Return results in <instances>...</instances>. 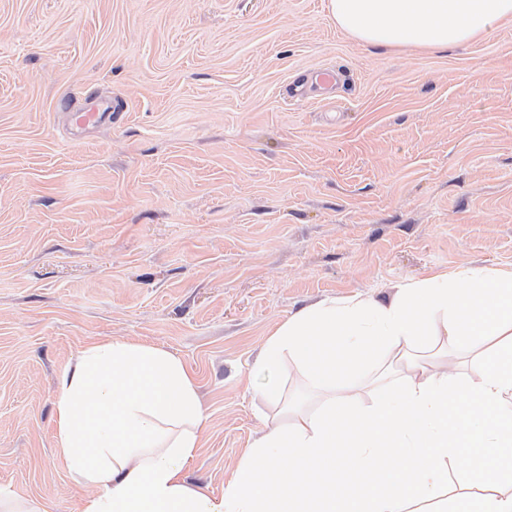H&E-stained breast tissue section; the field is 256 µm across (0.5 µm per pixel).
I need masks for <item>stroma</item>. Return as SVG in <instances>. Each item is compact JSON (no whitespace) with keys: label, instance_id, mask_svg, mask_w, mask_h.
Wrapping results in <instances>:
<instances>
[{"label":"stroma","instance_id":"1","mask_svg":"<svg viewBox=\"0 0 512 512\" xmlns=\"http://www.w3.org/2000/svg\"><path fill=\"white\" fill-rule=\"evenodd\" d=\"M330 0H0V486L76 512L57 377L132 340L194 376L189 485L263 426L272 328L512 268V22L463 46L356 42ZM333 66L335 88L308 83ZM109 121L67 131L92 99Z\"/></svg>","mask_w":512,"mask_h":512}]
</instances>
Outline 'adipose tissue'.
<instances>
[{
  "label": "adipose tissue",
  "instance_id": "obj_1",
  "mask_svg": "<svg viewBox=\"0 0 512 512\" xmlns=\"http://www.w3.org/2000/svg\"><path fill=\"white\" fill-rule=\"evenodd\" d=\"M337 27L389 48L469 43L512 21V0H330ZM292 367L314 405L271 408L212 497L188 485L201 446L197 385L175 355L127 340L84 347L61 371L56 449L92 487L78 512H410L467 484L453 512H512V270L438 272L386 301L326 299L276 326L256 362Z\"/></svg>",
  "mask_w": 512,
  "mask_h": 512
}]
</instances>
